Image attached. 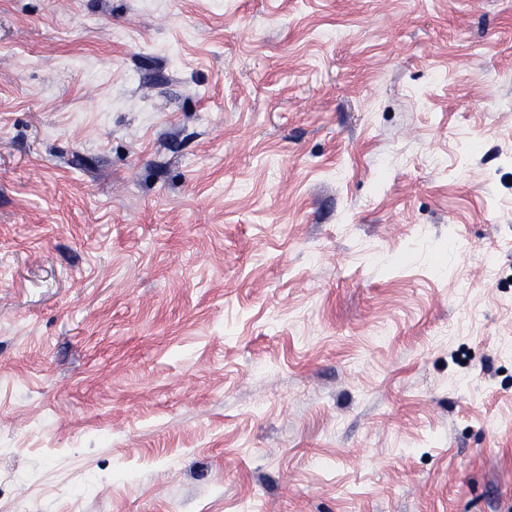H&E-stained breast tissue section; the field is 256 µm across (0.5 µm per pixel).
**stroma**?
<instances>
[{"label":"stroma","instance_id":"1","mask_svg":"<svg viewBox=\"0 0 512 512\" xmlns=\"http://www.w3.org/2000/svg\"><path fill=\"white\" fill-rule=\"evenodd\" d=\"M0 512H512V0H0Z\"/></svg>","mask_w":512,"mask_h":512}]
</instances>
